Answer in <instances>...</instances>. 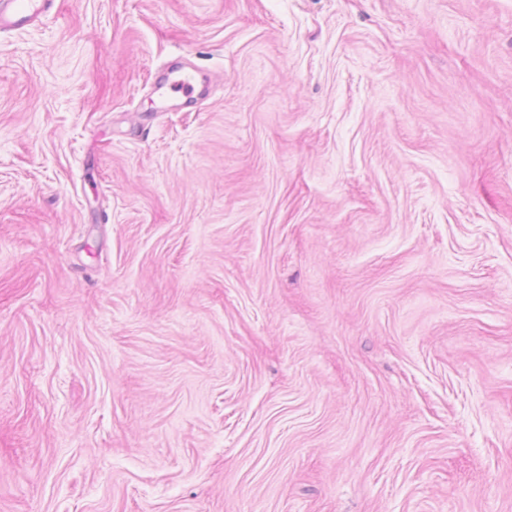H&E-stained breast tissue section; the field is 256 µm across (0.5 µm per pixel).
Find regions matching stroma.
I'll use <instances>...</instances> for the list:
<instances>
[{"label":"stroma","mask_w":512,"mask_h":512,"mask_svg":"<svg viewBox=\"0 0 512 512\" xmlns=\"http://www.w3.org/2000/svg\"><path fill=\"white\" fill-rule=\"evenodd\" d=\"M0 512H512V0L0 33Z\"/></svg>","instance_id":"stroma-1"}]
</instances>
